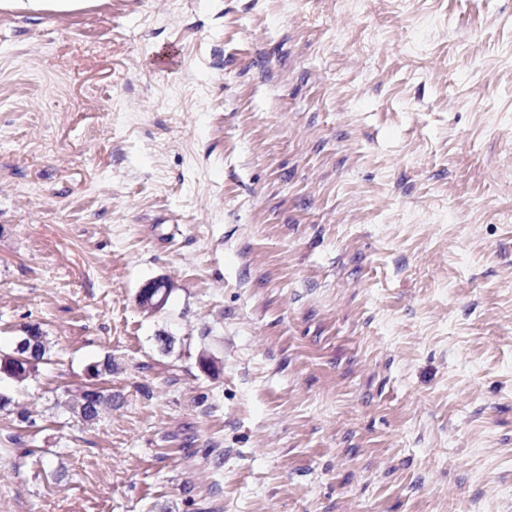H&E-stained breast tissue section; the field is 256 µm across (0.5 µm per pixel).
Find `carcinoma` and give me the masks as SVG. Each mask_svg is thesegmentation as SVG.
Here are the masks:
<instances>
[{"label":"carcinoma","mask_w":512,"mask_h":512,"mask_svg":"<svg viewBox=\"0 0 512 512\" xmlns=\"http://www.w3.org/2000/svg\"><path fill=\"white\" fill-rule=\"evenodd\" d=\"M176 288L168 278L148 281L138 290L136 304L147 312H160L171 302ZM51 361L47 336L40 324L26 323L20 326L12 349L0 353V376H5L18 384H23L37 376L40 366ZM87 383L77 388L76 393L68 394L65 406L69 413L86 424H94L102 417L105 409L112 407V393L95 384V380L105 373H112V359L104 362L92 361L86 365ZM18 428L21 433L8 436V441L16 446L26 445L24 436L35 437L40 432L37 420L27 412H19Z\"/></svg>","instance_id":"obj_1"}]
</instances>
